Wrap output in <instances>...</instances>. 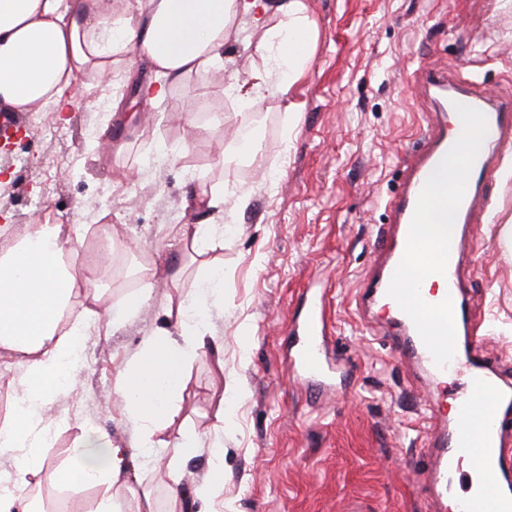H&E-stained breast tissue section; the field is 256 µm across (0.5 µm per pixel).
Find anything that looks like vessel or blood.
<instances>
[{
	"instance_id": "vessel-or-blood-1",
	"label": "vessel or blood",
	"mask_w": 512,
	"mask_h": 512,
	"mask_svg": "<svg viewBox=\"0 0 512 512\" xmlns=\"http://www.w3.org/2000/svg\"><path fill=\"white\" fill-rule=\"evenodd\" d=\"M460 73L434 66L422 76L418 92L451 107L452 126L429 131L412 162L402 192L385 203L392 214V233L375 259V271L362 301L390 307L389 322L398 336L399 356L435 379L456 373L464 390L447 411L441 396L428 402L426 455L419 473L437 512H512V460L504 455L512 431V386L501 382L479 354L483 327L462 299L458 241L427 238L424 227L439 215L452 213L465 225L484 204V186L493 180L492 160L512 148V99L493 98L481 85L457 90ZM431 260V275L440 286L431 291L400 289L398 283L413 265ZM298 343L290 370L301 384L322 377L318 343L326 335L324 305L311 301L308 312L293 323ZM478 477L466 495L457 489L461 464Z\"/></svg>"
}]
</instances>
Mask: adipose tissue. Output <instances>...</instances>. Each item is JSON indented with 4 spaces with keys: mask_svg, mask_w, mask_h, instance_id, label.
<instances>
[{
    "mask_svg": "<svg viewBox=\"0 0 512 512\" xmlns=\"http://www.w3.org/2000/svg\"><path fill=\"white\" fill-rule=\"evenodd\" d=\"M251 26L266 79L244 92L254 98L286 100L315 49L316 32L307 0H145L131 6L114 0H0V109L35 107L67 111L64 91L79 76L103 78L116 67L150 71L140 94L160 100L191 74L219 68L224 46ZM77 246L56 224L33 225L30 233L0 253V349L17 353L28 385L14 415L0 421V455L11 456L14 478L0 488V512H38L26 491L28 478L47 463L48 430H35L45 398L68 360L82 326L62 328L77 300L99 303L96 283L77 266ZM223 281L203 273L195 295L178 310L175 329L148 338L115 375L113 392L128 420L137 426V448L151 447L156 432L171 420L172 400L186 383V368L206 343L192 310L220 296ZM62 485L96 488L95 507L76 498L70 512H122L120 490L129 481L120 451L108 435H86L74 466L61 469Z\"/></svg>",
    "mask_w": 512,
    "mask_h": 512,
    "instance_id": "1",
    "label": "adipose tissue"
}]
</instances>
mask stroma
Instances as JSON below:
<instances>
[{"label":"stroma","instance_id":"35a3bbf8","mask_svg":"<svg viewBox=\"0 0 512 512\" xmlns=\"http://www.w3.org/2000/svg\"><path fill=\"white\" fill-rule=\"evenodd\" d=\"M317 44L288 93L297 109L266 99L243 111L229 84H255L254 50L229 40L220 70L191 75L160 102L136 93L134 74L76 78L67 112L37 111L0 130L19 133L0 164V253L34 224L80 239L76 259L102 288L107 316L82 319L86 359L46 403L51 467L30 479L51 505L68 501L59 468L90 432L108 434L141 490L167 512L171 486L187 512H429L417 480L432 385L396 353L387 325L355 300L389 233L385 201L422 134L439 122L419 97L424 69L467 64L468 76L512 96V0H310ZM123 100L120 116L104 112ZM224 114V128L213 124ZM259 153V164L249 160ZM235 184L246 209L224 206V241L205 254L171 244L179 225L211 224L191 194ZM491 208L462 239L461 280L486 325L485 352L512 383V180L487 186ZM82 206L81 224L71 222ZM110 253L109 265L99 261ZM223 271V296L206 317L211 337L191 362L170 426L154 441L163 464L133 452L136 429L113 393L116 370L157 331L173 329L203 265ZM148 267L157 275L141 280ZM151 286L149 305L128 303ZM322 297L334 397L305 388L289 369V328L308 294ZM243 385L242 400L231 397ZM196 448L177 454L181 434ZM222 500L192 498L214 460Z\"/></svg>","mask_w":512,"mask_h":512}]
</instances>
